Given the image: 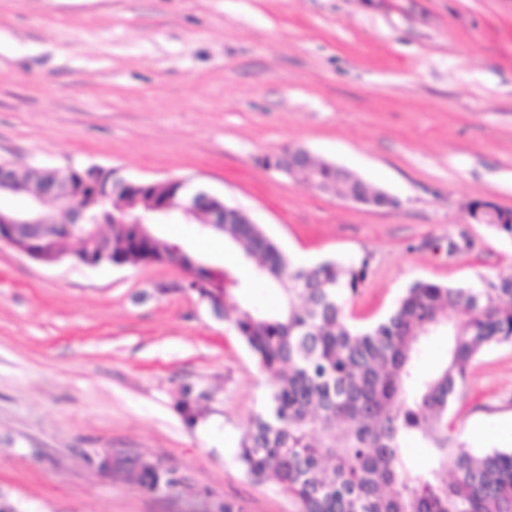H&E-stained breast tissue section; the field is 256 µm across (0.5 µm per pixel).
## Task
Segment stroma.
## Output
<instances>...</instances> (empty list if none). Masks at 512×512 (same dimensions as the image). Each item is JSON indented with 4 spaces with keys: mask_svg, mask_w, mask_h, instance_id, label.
<instances>
[{
    "mask_svg": "<svg viewBox=\"0 0 512 512\" xmlns=\"http://www.w3.org/2000/svg\"><path fill=\"white\" fill-rule=\"evenodd\" d=\"M296 148L394 207L344 200L264 160ZM0 162L186 180L296 261L371 255L355 322L417 281L512 273V0H0ZM213 267L197 225L159 224ZM474 240L448 256L449 240ZM169 264L46 265L0 242V498L19 512H295L235 453L270 380ZM512 342L481 352L452 408L472 452L512 448ZM488 436L470 437L474 425ZM146 456V493L89 465ZM482 201L493 203L487 200ZM490 203H473L471 206V215L479 216L481 221L486 222L487 225L495 228L499 233L512 238V210L500 208ZM473 220L477 224H484L477 219ZM124 471L127 480L140 490L152 491L159 483L172 487L179 483V480L171 470L161 468L158 464L147 458L129 461V465Z\"/></svg>",
    "mask_w": 512,
    "mask_h": 512,
    "instance_id": "stroma-1",
    "label": "stroma"
}]
</instances>
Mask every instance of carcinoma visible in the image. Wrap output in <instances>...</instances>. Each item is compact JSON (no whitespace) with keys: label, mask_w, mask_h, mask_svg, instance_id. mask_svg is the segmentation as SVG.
I'll list each match as a JSON object with an SVG mask.
<instances>
[{"label":"carcinoma","mask_w":512,"mask_h":512,"mask_svg":"<svg viewBox=\"0 0 512 512\" xmlns=\"http://www.w3.org/2000/svg\"><path fill=\"white\" fill-rule=\"evenodd\" d=\"M276 168L295 169L342 196L385 199L351 171L313 156L297 169ZM98 172L82 198L83 233L111 226L112 266L165 262L172 243L135 220L163 197L180 203V184L151 182L134 190L112 181V172ZM471 215L512 238L511 209L475 202ZM217 233L254 261L257 279L283 295L273 311L240 302L248 284L233 272L207 266L190 251L181 257L193 276L187 288L208 305L224 300V320L272 381L267 409L238 442L236 458L246 475L273 481L297 512H512V450L471 452L451 418L475 358L512 341V274L477 287L417 281L385 318L359 327L348 306L370 256L349 266L297 265L240 212ZM441 328L448 334L447 362L422 373L415 364L421 340ZM409 438L434 448L426 466L405 467L402 443ZM125 474L145 491L179 483L147 458L129 462Z\"/></svg>","instance_id":"carcinoma-1"}]
</instances>
